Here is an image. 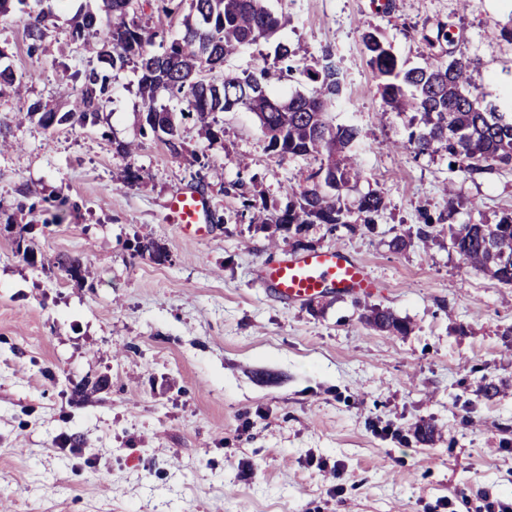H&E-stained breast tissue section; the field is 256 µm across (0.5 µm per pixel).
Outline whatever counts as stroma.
Returning a JSON list of instances; mask_svg holds the SVG:
<instances>
[{"label":"stroma","mask_w":512,"mask_h":512,"mask_svg":"<svg viewBox=\"0 0 512 512\" xmlns=\"http://www.w3.org/2000/svg\"><path fill=\"white\" fill-rule=\"evenodd\" d=\"M389 2L382 13L372 0H268L281 21L273 39L224 64H270L288 45L291 94L312 91L304 72L324 52L351 73L334 116L359 127L365 176L341 200L352 209L376 191L386 208L369 226L299 234L251 222L239 191L276 214L314 160L269 151L245 112L215 113V141L177 116L184 149L172 156L141 128L132 68L71 40L79 6L97 12L101 0H46L35 58L27 7L0 18V64L26 83L0 94L11 127L0 149V512H485L512 500V288L448 247L450 227L512 211V167L464 174L446 153L401 149L419 117L382 111L361 40L378 30L420 66L425 35L446 23L473 91L511 112L512 44L497 23L512 0ZM95 65L112 87L97 124L46 130L25 118L34 101L74 99L77 73ZM116 139L135 152L115 154ZM130 165L138 183L119 177ZM181 188L210 198L208 235L169 222ZM425 212L438 223L424 236ZM20 234L36 263L17 252ZM298 239L343 249L378 289L276 299L258 270ZM151 242L163 259L143 252ZM63 255L82 258L84 280L50 267ZM373 307L409 332L366 324ZM486 383L497 396H482ZM32 18L26 28V39L28 40V52L31 56H35L38 54L47 36L48 25L46 22L48 13L44 9H40Z\"/></svg>","instance_id":"stroma-1"}]
</instances>
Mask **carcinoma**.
Here are the masks:
<instances>
[{"label": "carcinoma", "instance_id": "1", "mask_svg": "<svg viewBox=\"0 0 512 512\" xmlns=\"http://www.w3.org/2000/svg\"><path fill=\"white\" fill-rule=\"evenodd\" d=\"M103 10L112 19L98 51V59L114 69L132 68L139 76L143 101V125L156 135L173 155L182 153L174 112L158 100L162 92L169 99L186 104L187 114H196L206 135L215 139L208 117L215 112H249L256 116L267 139V148L282 156L320 159L318 169L302 175L299 189L274 223L296 226L308 224H373L385 207L384 197L372 192L359 199L356 211L343 208L336 192L361 172L351 163L350 152L361 143L355 125L333 124L330 108L344 92L333 55L326 51L320 69L308 72L316 83L308 95H283L273 89L293 73V54L285 44L277 46L280 67L264 64L251 71L224 73V62L239 49L268 40L280 27V19L263 0H187L179 36L155 52L156 39L163 32L140 24L131 15L133 0H102ZM48 13L39 10L26 28L28 52L35 56L47 36ZM100 16L81 11L71 29L74 42H85L99 33ZM432 52L422 66L409 67L401 61L376 30L362 36L369 64L380 79L378 93L386 108L421 114L424 129L410 134L405 148L414 156L445 150L463 171L492 170L512 166V113L498 111L495 104L470 90L468 64L452 57L446 47L455 45V36L446 24L436 26V34L423 36ZM22 78L13 69H0V89H21ZM111 87L105 76L91 68L81 75V87L73 108L62 112L39 101L28 107L27 117L38 118L46 129L85 125L99 115L110 99ZM451 248L465 265L483 272L504 286H512V212L494 224H463L449 236ZM54 266L68 275L85 276L78 257H60ZM372 327L405 335L407 322L391 312L372 308L365 315Z\"/></svg>", "mask_w": 512, "mask_h": 512}]
</instances>
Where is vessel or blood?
<instances>
[{
	"instance_id": "vessel-or-blood-1",
	"label": "vessel or blood",
	"mask_w": 512,
	"mask_h": 512,
	"mask_svg": "<svg viewBox=\"0 0 512 512\" xmlns=\"http://www.w3.org/2000/svg\"><path fill=\"white\" fill-rule=\"evenodd\" d=\"M168 208L173 222L189 233H203L210 221V201L198 191L175 192ZM259 277L275 296L290 303L311 301L334 290L368 293L377 286L361 262L337 248L281 254L263 265Z\"/></svg>"
}]
</instances>
